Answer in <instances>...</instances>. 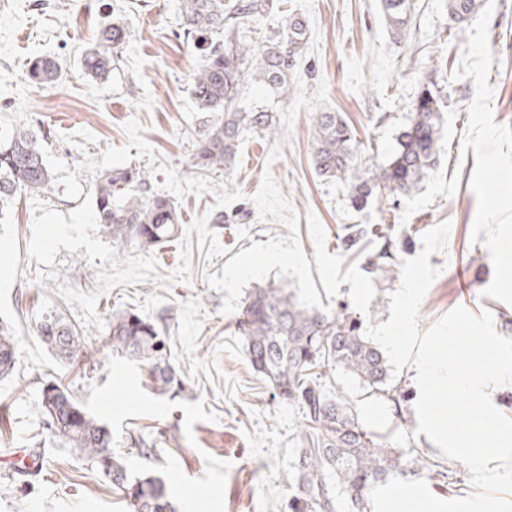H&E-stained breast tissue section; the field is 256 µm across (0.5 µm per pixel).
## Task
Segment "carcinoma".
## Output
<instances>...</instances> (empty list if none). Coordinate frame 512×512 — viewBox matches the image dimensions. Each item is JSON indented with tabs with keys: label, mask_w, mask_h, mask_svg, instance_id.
<instances>
[{
	"label": "carcinoma",
	"mask_w": 512,
	"mask_h": 512,
	"mask_svg": "<svg viewBox=\"0 0 512 512\" xmlns=\"http://www.w3.org/2000/svg\"><path fill=\"white\" fill-rule=\"evenodd\" d=\"M412 0H381L382 12L394 35H403ZM476 0H448V15L456 23L468 20ZM264 0H182L181 29L186 42L204 52L191 93L202 112H219L197 141L192 161L204 172L229 171L240 139L247 132L275 134L274 113L262 106L238 107L237 97L249 81L270 91L288 92V72L306 37V25L290 19L281 33L261 44L240 40L241 30L259 21ZM129 26L116 21L105 26L81 64L89 77L106 80L112 60L129 41ZM61 76L51 56L33 59L28 78L52 86ZM440 98L429 87L420 90L409 123L397 137V147L383 166L358 174L351 131L338 112H318L314 118V159L319 174L350 181V202L365 207L375 194H409L433 167L442 131ZM50 171L37 136L26 128L0 139V219L22 194L51 188ZM146 173L137 168L112 169L95 188V213L116 244L128 241L156 248L179 232L173 201L146 196ZM238 331L251 367L283 399L302 408L306 427L299 438L293 468L296 491L288 512H370V492L380 482L402 472V454L363 428L349 408L321 382L317 368L336 367L354 376L372 393L388 392L390 366L384 353L341 312H321L301 302L288 284L254 286L245 298ZM39 336L61 360L85 354L76 331L56 315H46ZM112 350L149 364L163 386L175 382L166 364L165 337L152 320L131 311L112 313ZM17 357L15 332L0 320V377L10 374ZM47 429L86 458L121 489L132 512H176L164 481L148 472H132L112 452V434L87 412L64 386L49 382L40 393Z\"/></svg>",
	"instance_id": "1"
}]
</instances>
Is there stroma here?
<instances>
[{"label": "stroma", "instance_id": "35a3bbf8", "mask_svg": "<svg viewBox=\"0 0 512 512\" xmlns=\"http://www.w3.org/2000/svg\"><path fill=\"white\" fill-rule=\"evenodd\" d=\"M273 2L245 42L291 17L305 21L307 35L287 95L257 83L242 91L246 102L275 112L279 133L246 135L232 171L212 176L244 195L212 227L226 254L193 251L190 282L168 291L156 279L120 285L97 304L105 322L113 310L134 308L160 324L178 387L162 388L146 363L113 351L107 330L85 325L79 305L60 296L63 285L94 292L99 264L64 249L51 266L31 259L33 195L0 220V319L18 338L16 367L0 379V512H130L122 491L45 429L40 392L50 380L108 427L130 470L164 480L179 512H287L305 421L244 354L236 321L255 285L284 282L309 306L346 312L364 328L383 323L403 260L421 253L424 232L447 221L448 251L429 259L440 273L422 301L420 329L462 306L491 312L496 332L512 338V259L500 253L512 241V0H481L460 24L446 0H413L399 39L380 0ZM178 8L179 0H0V138L30 129L73 167L125 145L124 126L135 119L158 164L194 176L191 145L210 115L190 93L202 59L181 34ZM115 21L128 23L131 38L99 82L84 75L81 55ZM42 54L62 67L51 88L26 77ZM425 86L442 94L433 169L417 190L353 209L348 185L315 169L314 115L340 113L358 167L380 166ZM350 224L369 228L352 248L343 242ZM379 257L391 271L384 283L367 271ZM50 312L79 333L84 356L63 363L47 350L38 328ZM415 375L404 367L386 397L336 368L323 382L404 459L420 452L441 465V475L414 468L405 479L425 480L441 499L467 496L470 472L415 432ZM22 454L36 457V467L16 471Z\"/></svg>", "mask_w": 512, "mask_h": 512}]
</instances>
